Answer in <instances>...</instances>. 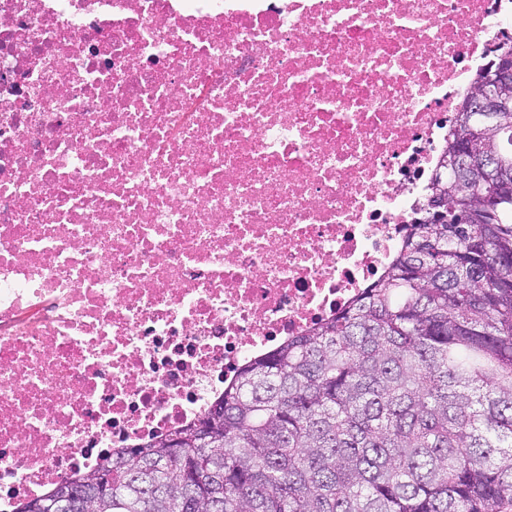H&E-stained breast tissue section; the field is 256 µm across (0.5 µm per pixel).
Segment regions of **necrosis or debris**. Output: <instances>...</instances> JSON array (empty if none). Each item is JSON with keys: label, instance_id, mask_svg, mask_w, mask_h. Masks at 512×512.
<instances>
[{"label": "necrosis or debris", "instance_id": "necrosis-or-debris-1", "mask_svg": "<svg viewBox=\"0 0 512 512\" xmlns=\"http://www.w3.org/2000/svg\"><path fill=\"white\" fill-rule=\"evenodd\" d=\"M507 44L512 0H0V512L381 279Z\"/></svg>", "mask_w": 512, "mask_h": 512}]
</instances>
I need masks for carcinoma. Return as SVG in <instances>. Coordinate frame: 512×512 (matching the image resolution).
Instances as JSON below:
<instances>
[{
    "mask_svg": "<svg viewBox=\"0 0 512 512\" xmlns=\"http://www.w3.org/2000/svg\"><path fill=\"white\" fill-rule=\"evenodd\" d=\"M512 165V112H457L428 197L385 275L254 359L208 413L218 436L125 448L112 502L64 479L31 512H512V175L477 188L457 147Z\"/></svg>",
    "mask_w": 512,
    "mask_h": 512,
    "instance_id": "1",
    "label": "carcinoma"
}]
</instances>
